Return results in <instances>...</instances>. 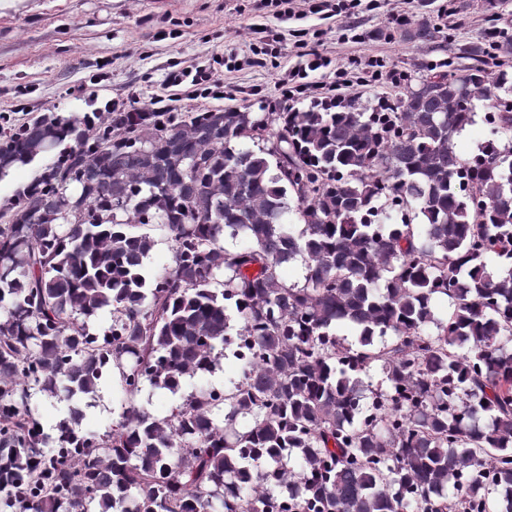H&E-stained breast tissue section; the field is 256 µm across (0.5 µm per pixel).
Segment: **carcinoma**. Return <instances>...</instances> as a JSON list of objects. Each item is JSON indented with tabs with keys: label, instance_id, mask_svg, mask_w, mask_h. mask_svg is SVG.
Here are the masks:
<instances>
[{
	"label": "carcinoma",
	"instance_id": "cac0c4a2",
	"mask_svg": "<svg viewBox=\"0 0 512 512\" xmlns=\"http://www.w3.org/2000/svg\"><path fill=\"white\" fill-rule=\"evenodd\" d=\"M490 35L389 112L133 107L0 131V181L42 163L0 210V512H512V78L487 69L512 36ZM402 36L449 39L429 20ZM478 102L495 138L462 157ZM148 224L173 241L163 275ZM225 352L242 375L224 388L83 428L108 370L130 398L177 394ZM34 393L68 403L52 434Z\"/></svg>",
	"mask_w": 512,
	"mask_h": 512
}]
</instances>
